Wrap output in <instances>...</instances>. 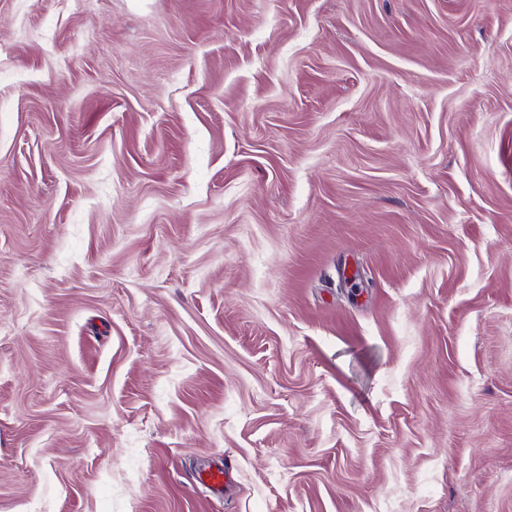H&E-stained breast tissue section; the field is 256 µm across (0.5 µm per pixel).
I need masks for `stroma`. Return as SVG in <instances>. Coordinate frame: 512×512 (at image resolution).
<instances>
[{
	"instance_id": "obj_1",
	"label": "stroma",
	"mask_w": 512,
	"mask_h": 512,
	"mask_svg": "<svg viewBox=\"0 0 512 512\" xmlns=\"http://www.w3.org/2000/svg\"><path fill=\"white\" fill-rule=\"evenodd\" d=\"M0 512H512V0H0Z\"/></svg>"
}]
</instances>
